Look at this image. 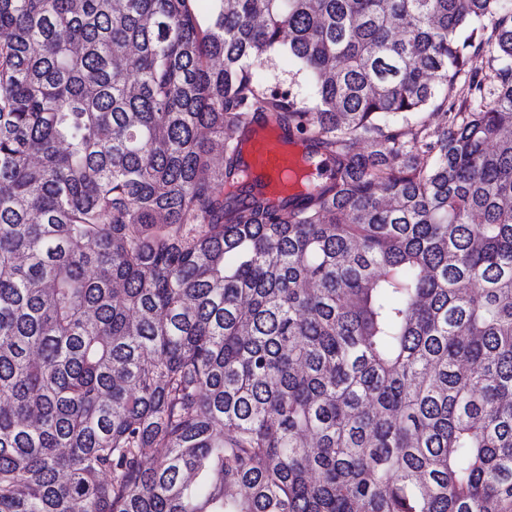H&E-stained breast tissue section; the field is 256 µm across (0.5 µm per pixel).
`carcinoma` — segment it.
Instances as JSON below:
<instances>
[{
  "instance_id": "cac0c4a2",
  "label": "carcinoma",
  "mask_w": 512,
  "mask_h": 512,
  "mask_svg": "<svg viewBox=\"0 0 512 512\" xmlns=\"http://www.w3.org/2000/svg\"><path fill=\"white\" fill-rule=\"evenodd\" d=\"M0 512H512V0H0ZM255 76L263 81L274 77L290 86L310 105L315 101L316 89L311 73L293 60L285 49L271 53L254 68ZM248 171L267 186L265 191L271 199L291 195L288 183L294 171L301 173L302 152L287 149L284 143H291L282 131L272 126H260L248 142Z\"/></svg>"
}]
</instances>
